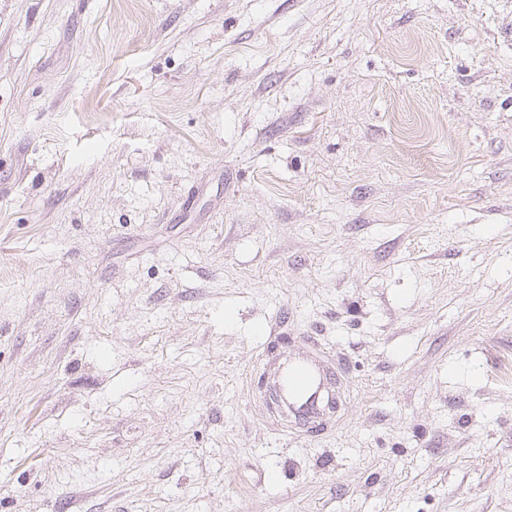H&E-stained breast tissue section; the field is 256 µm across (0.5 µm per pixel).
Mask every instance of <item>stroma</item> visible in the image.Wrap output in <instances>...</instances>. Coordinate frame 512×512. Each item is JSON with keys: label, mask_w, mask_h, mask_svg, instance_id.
Returning a JSON list of instances; mask_svg holds the SVG:
<instances>
[{"label": "stroma", "mask_w": 512, "mask_h": 512, "mask_svg": "<svg viewBox=\"0 0 512 512\" xmlns=\"http://www.w3.org/2000/svg\"><path fill=\"white\" fill-rule=\"evenodd\" d=\"M511 357L512 0H0V512H512ZM328 378L320 365L303 353L285 358L277 387L293 422L309 425L326 413L322 396L328 390Z\"/></svg>", "instance_id": "1"}]
</instances>
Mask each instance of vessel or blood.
Here are the masks:
<instances>
[{
	"label": "vessel or blood",
	"instance_id": "obj_1",
	"mask_svg": "<svg viewBox=\"0 0 512 512\" xmlns=\"http://www.w3.org/2000/svg\"><path fill=\"white\" fill-rule=\"evenodd\" d=\"M328 382L327 374L307 355L295 353L285 358L277 387L295 423L309 425L324 415L322 396Z\"/></svg>",
	"mask_w": 512,
	"mask_h": 512
}]
</instances>
